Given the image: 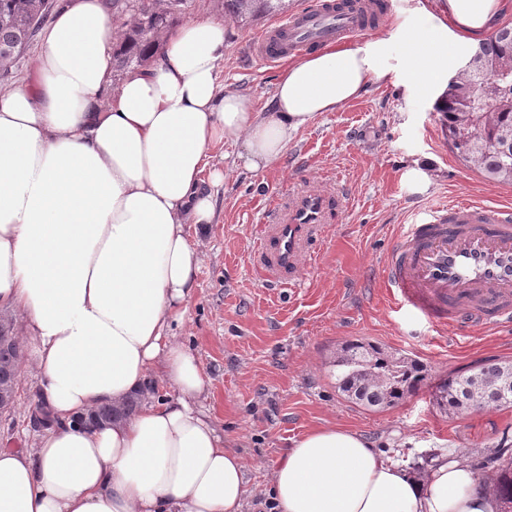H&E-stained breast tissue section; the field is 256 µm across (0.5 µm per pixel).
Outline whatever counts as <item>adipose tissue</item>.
Wrapping results in <instances>:
<instances>
[{"label": "adipose tissue", "instance_id": "adipose-tissue-1", "mask_svg": "<svg viewBox=\"0 0 512 512\" xmlns=\"http://www.w3.org/2000/svg\"><path fill=\"white\" fill-rule=\"evenodd\" d=\"M503 0H414L391 37L289 63L272 109L225 90L223 22H185L149 67L112 86L111 0H65L23 86L0 90V309L20 311L36 393L52 423L34 451L0 448V512H244L243 458L202 408L206 378L172 331L201 257L188 236L215 217L238 145L257 172L293 134L368 87L409 97L448 85ZM164 382L174 400L92 426V409ZM466 463L409 477L360 433L322 427L271 474L273 512H495Z\"/></svg>", "mask_w": 512, "mask_h": 512}]
</instances>
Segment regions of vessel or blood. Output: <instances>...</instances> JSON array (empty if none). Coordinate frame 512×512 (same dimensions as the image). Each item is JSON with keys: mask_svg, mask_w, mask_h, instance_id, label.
I'll return each mask as SVG.
<instances>
[{"mask_svg": "<svg viewBox=\"0 0 512 512\" xmlns=\"http://www.w3.org/2000/svg\"><path fill=\"white\" fill-rule=\"evenodd\" d=\"M373 31L371 20L336 8L335 0H308L289 20L268 26L252 51L273 64L343 36ZM328 209L323 194L301 195L271 237L263 239L264 267L277 275L295 274ZM384 271L397 305L415 308L439 330L511 322L512 212L463 199L433 209L424 222L401 234Z\"/></svg>", "mask_w": 512, "mask_h": 512, "instance_id": "1", "label": "vessel or blood"}]
</instances>
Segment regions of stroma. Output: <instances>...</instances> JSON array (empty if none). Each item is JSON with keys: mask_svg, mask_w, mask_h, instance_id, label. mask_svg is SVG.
I'll return each mask as SVG.
<instances>
[{"mask_svg": "<svg viewBox=\"0 0 512 512\" xmlns=\"http://www.w3.org/2000/svg\"><path fill=\"white\" fill-rule=\"evenodd\" d=\"M189 16L223 21L222 82L270 111L282 67L251 51L268 18L237 21L221 0H196ZM435 102L407 100L399 84L369 87L302 127L286 154L256 174L239 166L236 147L209 150L226 172L224 191L214 224L190 235L203 262L174 334L198 356L209 379L204 405L244 458L246 512H268L264 500L278 458L315 428L355 430L411 463L449 451L471 462L512 438V407L456 416L432 399L448 373L489 360L512 363V326L448 335L412 311L394 309L383 286V257L428 210L455 199L512 209V184L485 178L450 150ZM414 168L427 176L422 187L407 179ZM307 188L328 195L342 189L347 199L328 212L315 257L302 260L295 282L263 278L253 265L261 227ZM350 340L416 356L428 368L426 383L393 407L349 403L331 363ZM35 383L32 363H24L17 402L0 415V448H35L38 432L27 424Z\"/></svg>", "mask_w": 512, "mask_h": 512, "instance_id": "1", "label": "stroma"}]
</instances>
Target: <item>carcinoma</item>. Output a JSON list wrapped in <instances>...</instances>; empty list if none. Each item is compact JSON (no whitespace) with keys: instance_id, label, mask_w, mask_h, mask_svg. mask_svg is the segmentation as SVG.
Returning a JSON list of instances; mask_svg holds the SVG:
<instances>
[{"instance_id":"cac0c4a2","label":"carcinoma","mask_w":512,"mask_h":512,"mask_svg":"<svg viewBox=\"0 0 512 512\" xmlns=\"http://www.w3.org/2000/svg\"><path fill=\"white\" fill-rule=\"evenodd\" d=\"M112 0L116 42L112 71L126 73L147 64L158 52L161 39L172 31L193 6V0ZM224 13L246 19L287 12L285 0H223ZM54 7L52 0H0V78L12 74ZM512 62V26L495 29L471 54L470 65L448 80V89L435 103L451 150L490 180L512 183V73L497 74V65ZM25 355L16 336L0 339V384L18 383ZM337 388L352 404L365 408L394 407L417 391L428 378L426 366L414 356L394 354L362 341H347L333 360ZM512 365L489 362L466 375L450 373L434 393L445 411L468 410L466 398L478 393L484 405L512 406ZM142 396L119 406L94 409L90 420L112 424L134 414ZM487 470L480 490L492 496L498 512H512V445L503 438L497 450L482 462Z\"/></svg>"}]
</instances>
